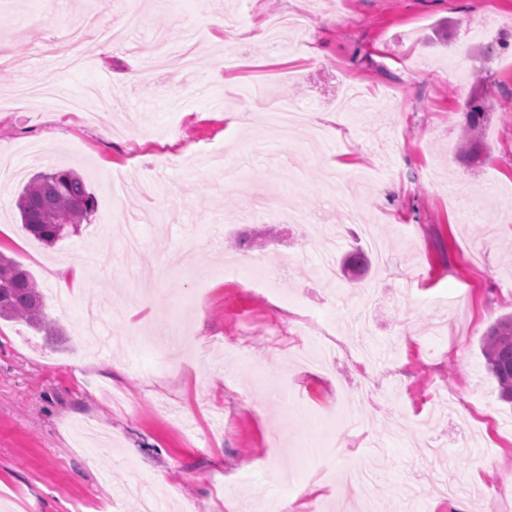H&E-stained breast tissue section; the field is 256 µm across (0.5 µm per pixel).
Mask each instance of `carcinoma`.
<instances>
[{"mask_svg":"<svg viewBox=\"0 0 512 512\" xmlns=\"http://www.w3.org/2000/svg\"><path fill=\"white\" fill-rule=\"evenodd\" d=\"M481 88L476 90L465 113V135L461 136L460 154L475 160L480 154V132L492 98L488 77L478 75ZM17 209L23 228L48 246L62 239L61 229L81 223L96 206L85 182L70 170L40 172L33 176L19 194ZM368 266L364 251L350 252L344 268L354 274ZM21 320L51 336L54 323L44 311L42 293L31 275L13 259L0 253V319ZM483 356L488 372L496 379L499 397L512 402V316L498 319L483 339Z\"/></svg>","mask_w":512,"mask_h":512,"instance_id":"1","label":"carcinoma"}]
</instances>
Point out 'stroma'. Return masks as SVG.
Returning a JSON list of instances; mask_svg holds the SVG:
<instances>
[{"mask_svg": "<svg viewBox=\"0 0 512 512\" xmlns=\"http://www.w3.org/2000/svg\"><path fill=\"white\" fill-rule=\"evenodd\" d=\"M306 11L303 32L224 45V27ZM80 33L94 67L51 43ZM507 45L482 59L481 44ZM0 156L37 142L25 179L76 171L97 208L47 246L24 230L23 181L0 187L7 250L34 278L57 335L0 320V512H140L132 478L170 512H361L338 489L372 462L378 512H512V405L481 340L512 313V0H0ZM140 78H120L130 65ZM493 83L482 155H458L478 69ZM24 81L96 103L97 121L5 104ZM264 82L334 115L331 152L293 129L272 141ZM246 128L228 129V113ZM243 174L228 188L210 155ZM269 192L252 213V179ZM138 219L142 248L114 263ZM303 208L314 221L293 224ZM109 224V223H108ZM384 245L349 279L340 256ZM273 264L277 298L219 272ZM82 261L88 291L56 306L53 265ZM95 302L114 339L90 347ZM172 425L170 406L191 417ZM318 445L329 474L304 455ZM318 495H310L311 487Z\"/></svg>", "mask_w": 512, "mask_h": 512, "instance_id": "obj_1", "label": "stroma"}]
</instances>
